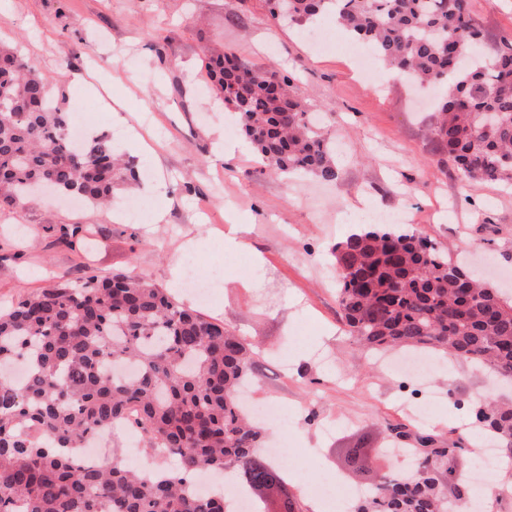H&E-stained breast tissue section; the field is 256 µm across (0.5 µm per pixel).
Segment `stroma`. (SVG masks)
I'll use <instances>...</instances> for the list:
<instances>
[{
    "instance_id": "stroma-1",
    "label": "stroma",
    "mask_w": 512,
    "mask_h": 512,
    "mask_svg": "<svg viewBox=\"0 0 512 512\" xmlns=\"http://www.w3.org/2000/svg\"><path fill=\"white\" fill-rule=\"evenodd\" d=\"M466 5L488 46L512 41V0ZM310 32L332 33L337 49L315 51ZM307 33L273 19L267 0H0V42L50 76L71 121L111 136L139 174L109 208L48 194L20 209L0 204V309L60 276L143 275L255 344L251 385L282 402L289 447L344 489H363L401 466L382 452L388 425L420 423L400 378L366 358L342 322L331 248L350 224L399 215L435 246H464L470 268L512 289V189L462 182L436 148L431 94L383 67L374 89L347 62L335 20L316 19ZM217 42L295 78L336 146L338 182L260 172L207 88L203 60ZM132 195L144 219L123 215ZM76 225L62 243L61 229ZM241 231L256 256L226 247ZM188 254L200 274L222 272L208 302L175 276ZM429 382L445 398L422 424L444 445L468 423L455 399L490 390L512 400V383L466 362H442ZM355 447L369 451L360 468L348 461Z\"/></svg>"
}]
</instances>
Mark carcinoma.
<instances>
[{"instance_id":"1","label":"carcinoma","mask_w":512,"mask_h":512,"mask_svg":"<svg viewBox=\"0 0 512 512\" xmlns=\"http://www.w3.org/2000/svg\"><path fill=\"white\" fill-rule=\"evenodd\" d=\"M272 17L301 24L332 16L384 66L421 83L445 84L435 127L439 151L464 182L512 186V42L485 51L463 0H268ZM212 90L234 112L263 167L324 183L341 168L329 139L308 118L300 89L272 67L253 69L226 49L206 65ZM69 114L52 80L15 48L0 46V200L25 201L37 185L93 207L112 203L135 180L109 136L70 140ZM342 319L375 354L396 347L512 378V294L458 274L447 251L399 224H362L337 242ZM247 340L133 273L64 277L0 313V366L16 359L28 375L0 374V512H231L223 493L201 497L206 473H237V485L266 489L255 512H304L263 428L239 407L237 389L255 367ZM129 362L130 378L110 366ZM476 426L512 446V406L467 405ZM139 431L148 453L178 456L177 471L153 459L148 472L120 456L94 467L73 449L116 423ZM391 437L414 445L411 473H386L356 512H453L466 488L427 432L401 425Z\"/></svg>"}]
</instances>
